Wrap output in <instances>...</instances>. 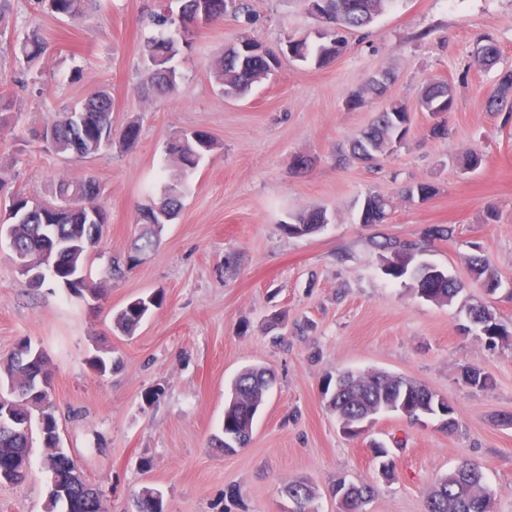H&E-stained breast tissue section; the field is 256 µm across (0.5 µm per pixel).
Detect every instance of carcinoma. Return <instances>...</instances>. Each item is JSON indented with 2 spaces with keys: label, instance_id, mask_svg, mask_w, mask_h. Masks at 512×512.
Instances as JSON below:
<instances>
[{
  "label": "carcinoma",
  "instance_id": "cac0c4a2",
  "mask_svg": "<svg viewBox=\"0 0 512 512\" xmlns=\"http://www.w3.org/2000/svg\"><path fill=\"white\" fill-rule=\"evenodd\" d=\"M52 14L77 20L85 15L88 0H39ZM396 0H320L315 17L326 26L322 33L324 42L311 45L307 39L297 40V62L322 67L339 56L346 46V34L367 28ZM231 15L236 18L251 17L249 0H181L178 18L165 13L152 17L154 25L163 27L177 25L176 32L169 35H153L145 45L146 58L141 86L147 93L165 96L173 92L179 78L174 64L183 47L191 43L200 24H211ZM48 43L39 31L33 30L18 44V52L27 62L38 61L46 55ZM274 72L267 69L261 60L249 61L241 55L235 44L224 50L214 67V76L224 96L246 97L253 85L269 79ZM382 78L368 79L358 90L352 92L346 105L351 109L364 107L371 100L384 96ZM512 95V72L503 73L496 87L486 99L487 110L499 111ZM455 97L448 82L433 79L427 82L418 95V107L422 112L435 117L452 111ZM20 101L12 95L0 94V125H4L10 114L20 111ZM112 96L99 90L88 96L80 105L66 110L51 124L44 127L37 138L45 147L57 154L72 153L87 157L112 144ZM411 127L408 106L400 100L389 101L375 113L371 124L351 142L348 152L338 157V164L349 162L364 164L368 168L393 153V138L405 139ZM215 140L206 132L195 130L170 139L165 148L162 172H171L160 187L158 202L138 209L137 223L142 225L140 233L124 251L112 255L108 266L98 279L74 280L75 274L86 268L90 257L101 250L108 213L100 196H89L84 186L94 184L91 176L79 179H61L56 187L57 200L52 208L39 211L31 208L30 201L20 193L11 195L15 213L12 238L14 246L31 262L40 259L45 242L67 245L73 241L80 246L64 253L55 270L47 278L60 284L70 282L68 291L73 298L86 293L101 300L108 286L122 280L133 269L128 261L136 254L153 251L161 240L166 226L162 216L173 221L182 208V199L189 179L201 162L215 148ZM438 192L431 182L418 181L407 184L400 191L404 198L428 199ZM371 207L369 223L387 224L395 208L393 198L378 192L368 193L360 206ZM320 208L314 207L296 213L283 224V230L291 237L312 236L321 232L325 225L316 223ZM454 229L446 225H435L426 230L420 241L398 240L381 237L373 241L379 251L386 275L399 280L408 270L392 264L395 256L412 253L421 259L430 240L452 237ZM471 279L476 285L487 287L497 294L501 281L496 269L483 255L472 254L467 258ZM438 266L423 261L414 270L413 276L421 282L422 290L434 303L450 304L462 292L464 286L454 278L443 275L432 276L430 270ZM162 303V295H151L146 302L135 298L112 315V330L133 336L150 315L152 309ZM34 346L31 340L22 338L4 358H0V402L6 405L11 416L27 424L18 434L0 429V465L15 471L14 481L24 482L29 471L24 463L31 462L34 435L44 438L43 422L47 410H55L49 398L34 394L40 376L53 380L51 370L41 368L33 361ZM98 369L107 374L119 370L122 359L112 356L110 350H100L95 357ZM467 384L485 389L492 384L490 376L476 367L464 370ZM272 384V377L262 367H248L231 381L228 399L224 406V419L210 438L213 448L224 454L237 452V446H245L251 439L255 419L263 406ZM322 395L340 423L354 425L363 417L385 412L394 404L407 406L406 417L419 421L429 417L435 407L448 409V399L429 387L409 378L383 371H346L336 379H326L322 384ZM41 468L48 476L65 474L64 460L68 452L42 445ZM68 495L49 496L47 512H55L58 506L68 512H101L98 494L86 486L78 476L66 477ZM281 493L299 499L309 512H318L314 507L319 493L312 482L295 478L284 483ZM373 488L367 484H352L350 494L336 501L338 512H363V507L372 497ZM496 493L486 482L483 467L475 462H466L438 479L427 493L425 512H494Z\"/></svg>",
  "mask_w": 512,
  "mask_h": 512
}]
</instances>
